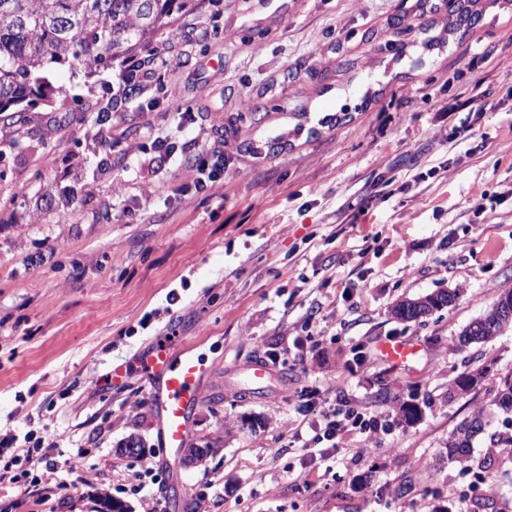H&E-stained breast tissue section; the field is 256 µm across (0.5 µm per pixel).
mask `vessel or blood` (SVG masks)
I'll return each mask as SVG.
<instances>
[{
    "instance_id": "obj_1",
    "label": "vessel or blood",
    "mask_w": 512,
    "mask_h": 512,
    "mask_svg": "<svg viewBox=\"0 0 512 512\" xmlns=\"http://www.w3.org/2000/svg\"><path fill=\"white\" fill-rule=\"evenodd\" d=\"M175 336L157 339L138 360L147 379V395L157 412V429L163 447H185L191 431V414L201 396L204 365L191 354L174 355ZM415 344L393 339L380 346L393 368L402 369L415 355Z\"/></svg>"
}]
</instances>
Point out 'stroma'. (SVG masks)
Listing matches in <instances>:
<instances>
[{"instance_id": "35a3bbf8", "label": "stroma", "mask_w": 512, "mask_h": 512, "mask_svg": "<svg viewBox=\"0 0 512 512\" xmlns=\"http://www.w3.org/2000/svg\"><path fill=\"white\" fill-rule=\"evenodd\" d=\"M510 28L512 0H204L157 35L136 93L118 60L0 114V458L32 435L56 464L38 482L14 466L0 512H98L105 494L147 512L152 476L159 512H415L429 489L450 512L488 493L512 512L511 460L484 484L444 447L484 403L449 399L464 363L512 371L511 329L457 348L512 288ZM441 290L453 306L394 317ZM171 330L211 372L187 441L208 454L168 469L141 374L106 375ZM392 337L419 346L399 372ZM311 386L384 418L373 453L350 434L301 475L283 420ZM413 393L421 420L397 424Z\"/></svg>"}]
</instances>
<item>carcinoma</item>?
<instances>
[{"label":"carcinoma","mask_w":512,"mask_h":512,"mask_svg":"<svg viewBox=\"0 0 512 512\" xmlns=\"http://www.w3.org/2000/svg\"><path fill=\"white\" fill-rule=\"evenodd\" d=\"M201 0H0V112H22L44 98L51 70L66 69L88 77L107 69L120 56H129L153 43L155 34L171 26L174 16L199 8ZM455 291L404 300L394 308L402 322H414L432 310L455 304ZM512 329V288H505L482 316L459 334L462 347L486 343ZM485 367L458 374L448 398L480 388ZM486 401L477 413L460 422L448 435V459L468 462L487 473L492 457L475 459L473 442L485 437L490 448H507L512 456V433L490 432L488 418L512 414V373L485 390ZM420 409L404 402L397 407L398 423L414 424Z\"/></svg>","instance_id":"obj_1"}]
</instances>
